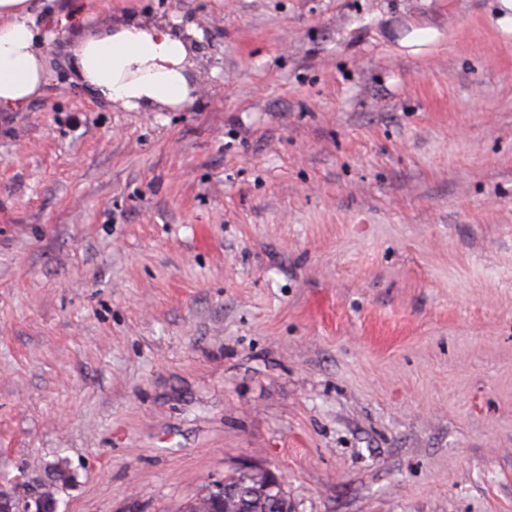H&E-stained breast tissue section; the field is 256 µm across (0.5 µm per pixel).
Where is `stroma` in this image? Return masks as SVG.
<instances>
[{"instance_id":"stroma-1","label":"stroma","mask_w":512,"mask_h":512,"mask_svg":"<svg viewBox=\"0 0 512 512\" xmlns=\"http://www.w3.org/2000/svg\"><path fill=\"white\" fill-rule=\"evenodd\" d=\"M76 15L59 28L62 4ZM195 31L130 111L73 43ZM51 79L0 112V489L183 512H512V33L497 0H32ZM437 38L403 47L413 29ZM260 473L268 477L269 485H280L281 479L274 472L260 468ZM259 472L247 471L238 475H230L224 477V490L226 495L224 497V512H289L288 497L281 492L283 497L278 499L279 509L275 510L274 499L278 492L268 488V483L264 476ZM239 489H245L246 495L243 497L237 496ZM232 494L237 499L228 498Z\"/></svg>"}]
</instances>
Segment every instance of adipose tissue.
Listing matches in <instances>:
<instances>
[{
	"label": "adipose tissue",
	"mask_w": 512,
	"mask_h": 512,
	"mask_svg": "<svg viewBox=\"0 0 512 512\" xmlns=\"http://www.w3.org/2000/svg\"><path fill=\"white\" fill-rule=\"evenodd\" d=\"M29 9V0H0V108L25 106L47 84ZM189 54L188 40L166 23L129 18L81 37L72 49V66L102 101L136 110L179 108L192 100Z\"/></svg>",
	"instance_id": "1"
}]
</instances>
